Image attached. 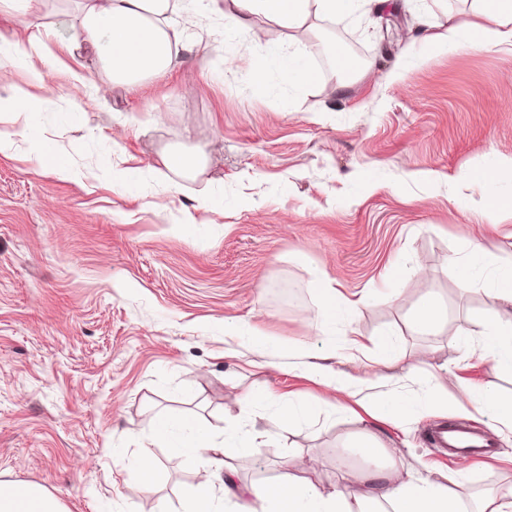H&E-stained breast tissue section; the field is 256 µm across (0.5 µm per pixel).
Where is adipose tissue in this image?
Returning <instances> with one entry per match:
<instances>
[{
  "label": "adipose tissue",
  "instance_id": "adipose-tissue-1",
  "mask_svg": "<svg viewBox=\"0 0 512 512\" xmlns=\"http://www.w3.org/2000/svg\"><path fill=\"white\" fill-rule=\"evenodd\" d=\"M243 16H263L288 26L303 23L309 16L326 17L348 13L354 0H229ZM474 19L466 28L449 27L443 33L425 35L420 48L433 52L468 41L474 47L512 48V0H471ZM177 10L173 0H81L79 15L72 25L74 40L92 46L105 62L113 82L132 84L144 77L166 72L184 64L180 37L165 29ZM512 169V157L501 168L475 165L465 177L487 189L485 217L502 211L512 212V199L495 190L501 169ZM483 262L495 276L494 286L486 292L490 309L472 313L474 322L483 324L487 343L485 356L491 357L496 372L512 374V254L498 256L482 246H474L468 263L451 261L460 288H470L472 265ZM321 305L315 323L331 329L338 320L356 309L332 280L314 276ZM436 389L429 407L447 410L473 408L489 411L492 434L512 433V400L494 396L493 385L468 400H449L446 377L434 379ZM164 443L171 453L196 460L203 469L201 481L185 494L186 512H219L213 487L224 467L217 455L209 430L189 416L158 417L140 447ZM354 450L364 460L365 472L359 489L340 479L322 490L294 473H284L277 486L253 489L261 512H469L461 496L445 485H434L394 463L395 449L380 446L369 434H361ZM0 512H66L50 491L35 484L0 482Z\"/></svg>",
  "mask_w": 512,
  "mask_h": 512
}]
</instances>
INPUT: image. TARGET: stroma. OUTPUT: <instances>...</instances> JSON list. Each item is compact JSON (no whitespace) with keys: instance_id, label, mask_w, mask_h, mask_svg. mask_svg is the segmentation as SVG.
<instances>
[{"instance_id":"obj_1","label":"stroma","mask_w":512,"mask_h":512,"mask_svg":"<svg viewBox=\"0 0 512 512\" xmlns=\"http://www.w3.org/2000/svg\"><path fill=\"white\" fill-rule=\"evenodd\" d=\"M198 0L173 19L186 64L136 85L115 84L103 61L73 43L74 0L0 15V38L26 46L46 32L44 53L16 67L0 99L23 89L33 110L0 115V130L26 137L0 152V482L48 489L68 512H183L194 461L151 450V484L131 467L138 433L164 413L195 416L215 436L227 422L267 428L280 403L321 399L310 421L285 427L255 453L224 444L236 486L272 485L303 458L315 485L360 477L352 438L373 433L399 449L397 464L436 484L462 476L471 504L512 484V433L494 459L445 460L431 442L441 424L485 430L490 416L426 407L427 379L451 373L449 394L494 382L481 357L486 280L461 290L448 266L474 244L512 253V220L482 218V184L463 180L474 162L512 155V52L461 42L416 59L419 19L432 30L471 21L466 0H385L374 11L309 18L289 28L262 16L234 21ZM404 37H397L398 27ZM352 66L340 73L327 48ZM251 50L239 57L240 46ZM317 80L289 84L295 52ZM268 62L254 82L251 57ZM44 75L33 82L32 71ZM65 154L75 178L42 167L35 141ZM200 158L184 171L173 152ZM365 302L336 324L367 343L391 335L402 359L377 382L375 352L351 361L314 323L311 274ZM441 320L416 329L427 298ZM240 336L262 331L269 344ZM303 346L307 359L279 358ZM349 374L352 391L376 387L418 407L399 422L338 408L304 361ZM276 397L259 414L245 393Z\"/></svg>"}]
</instances>
